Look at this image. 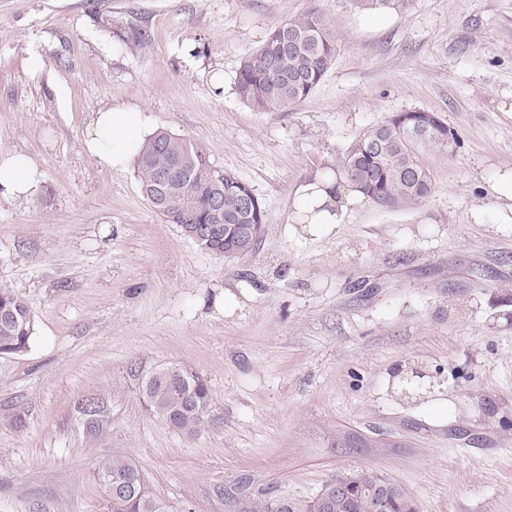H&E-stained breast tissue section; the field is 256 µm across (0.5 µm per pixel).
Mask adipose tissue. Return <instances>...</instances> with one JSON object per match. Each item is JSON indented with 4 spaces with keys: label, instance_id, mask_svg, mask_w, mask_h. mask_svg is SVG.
<instances>
[{
    "label": "adipose tissue",
    "instance_id": "1",
    "mask_svg": "<svg viewBox=\"0 0 512 512\" xmlns=\"http://www.w3.org/2000/svg\"><path fill=\"white\" fill-rule=\"evenodd\" d=\"M146 122L142 112L131 108H108L96 112L83 140L85 151L110 169L124 168L136 158L145 140ZM43 174L25 154L0 156V201L30 198L41 187ZM474 188L481 193L472 216L477 223L494 221L512 224V172L491 180H477ZM494 200V212H487L485 200ZM368 201L359 189L334 174L315 176L300 184L291 203V223L301 225L311 234L330 230L344 223L348 214Z\"/></svg>",
    "mask_w": 512,
    "mask_h": 512
}]
</instances>
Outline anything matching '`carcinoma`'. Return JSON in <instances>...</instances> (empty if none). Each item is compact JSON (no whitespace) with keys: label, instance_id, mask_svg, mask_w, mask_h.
<instances>
[{"label":"carcinoma","instance_id":"carcinoma-1","mask_svg":"<svg viewBox=\"0 0 512 512\" xmlns=\"http://www.w3.org/2000/svg\"><path fill=\"white\" fill-rule=\"evenodd\" d=\"M360 12L379 14L402 10L409 0H350ZM336 57V46L326 23L307 13L276 26L265 43L246 56L238 69L235 90L258 112H288L313 93ZM421 112H397L363 133L340 159L345 177L355 182L375 203L385 208L413 205L432 192L430 172L419 159L429 145L443 144L451 133L443 122L427 134L415 131ZM187 161L165 184L157 172ZM140 189L165 221L184 229L196 227L208 239L204 251L222 258L240 259L252 254L258 241L250 236H224L226 224H253L264 230L265 207L253 189L237 176L224 173V223L211 221L212 191L192 179L191 168L212 166L205 148L184 137L159 131L145 139L136 158ZM34 318L28 303L10 286L0 283V357L18 355L29 348ZM143 395L153 415L174 431L197 435L212 423L209 388L197 376L177 366H161L146 379ZM86 429L94 435L104 426L107 412L99 400L82 403ZM94 474L101 484L108 512H167L153 497L136 463L130 458L104 457ZM249 512H315L327 500V512H417V505L396 482L362 468L340 474L313 496H246Z\"/></svg>","mask_w":512,"mask_h":512}]
</instances>
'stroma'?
Here are the masks:
<instances>
[{
	"label": "stroma",
	"mask_w": 512,
	"mask_h": 512,
	"mask_svg": "<svg viewBox=\"0 0 512 512\" xmlns=\"http://www.w3.org/2000/svg\"><path fill=\"white\" fill-rule=\"evenodd\" d=\"M309 11L332 67L292 111L252 110L242 59ZM108 106L249 184L266 214L256 251H203L153 211L136 165L86 153ZM409 110L460 140L421 150L430 196L318 235L289 223L298 185ZM6 152L43 182L0 201V282L35 324L27 351L0 358V512H107L106 456L132 458L168 512H234L242 484L308 498L361 467L419 512H512V232L475 223L470 194L512 169V0L377 16L347 0H0ZM160 366L209 387L212 427L189 437L152 415L142 382ZM90 395L108 415L93 436Z\"/></svg>",
	"instance_id": "stroma-1"
}]
</instances>
